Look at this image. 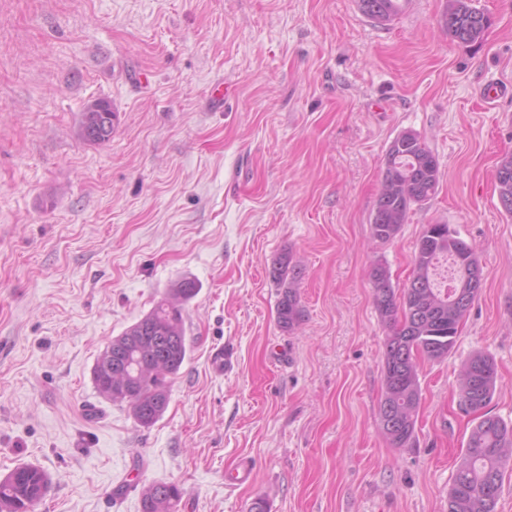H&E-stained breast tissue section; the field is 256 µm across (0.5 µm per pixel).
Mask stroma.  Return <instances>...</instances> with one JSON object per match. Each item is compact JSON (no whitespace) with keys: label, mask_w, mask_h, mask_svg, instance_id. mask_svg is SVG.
<instances>
[{"label":"stroma","mask_w":512,"mask_h":512,"mask_svg":"<svg viewBox=\"0 0 512 512\" xmlns=\"http://www.w3.org/2000/svg\"><path fill=\"white\" fill-rule=\"evenodd\" d=\"M403 3L379 24L357 0H0V476L46 471L37 512H140L153 483L181 488L178 512L259 497L267 512H448L475 423L456 377L476 352L497 366L488 409L512 425V217L495 179L512 94L479 100L512 85V0H473L489 18L474 44L444 30L448 0ZM95 99L117 115L101 144L79 128ZM408 130L440 184L382 243L370 218ZM429 224L475 247L483 287L448 359L421 361L416 445L394 448L369 272L406 285ZM287 252L305 311L291 333L267 276ZM184 278L191 351L143 427L92 369ZM246 459L251 480L226 488Z\"/></svg>","instance_id":"1"}]
</instances>
